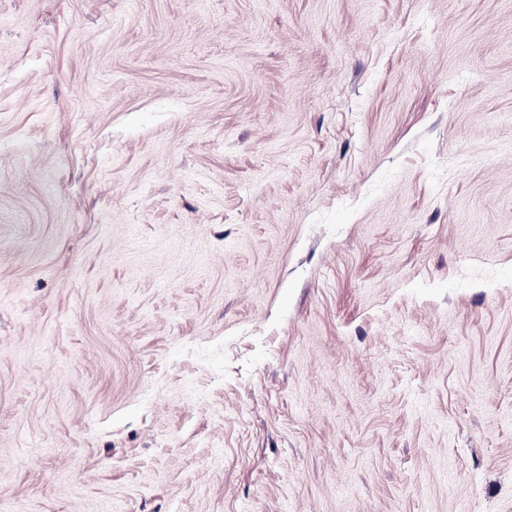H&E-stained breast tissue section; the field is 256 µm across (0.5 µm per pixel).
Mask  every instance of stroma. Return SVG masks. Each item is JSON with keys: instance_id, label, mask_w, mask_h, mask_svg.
<instances>
[{"instance_id": "1", "label": "stroma", "mask_w": 512, "mask_h": 512, "mask_svg": "<svg viewBox=\"0 0 512 512\" xmlns=\"http://www.w3.org/2000/svg\"><path fill=\"white\" fill-rule=\"evenodd\" d=\"M0 512H512V0H0Z\"/></svg>"}]
</instances>
